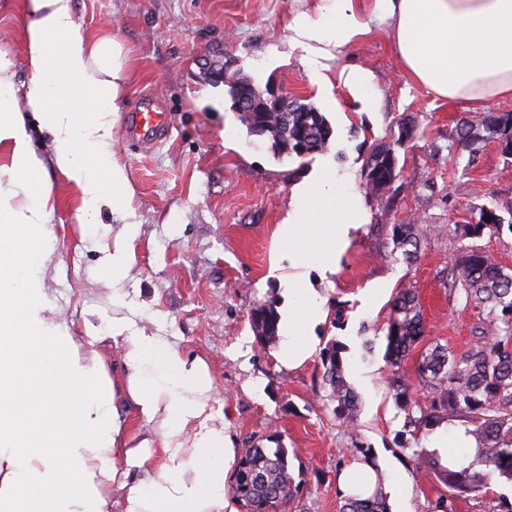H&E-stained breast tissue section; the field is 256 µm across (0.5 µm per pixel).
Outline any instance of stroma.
Here are the masks:
<instances>
[{"instance_id":"stroma-1","label":"stroma","mask_w":512,"mask_h":512,"mask_svg":"<svg viewBox=\"0 0 512 512\" xmlns=\"http://www.w3.org/2000/svg\"><path fill=\"white\" fill-rule=\"evenodd\" d=\"M21 5L0 0V51L23 82ZM312 7L313 0H74L90 33L112 29L131 51L124 112L149 95L168 114L166 137L147 150L124 139V120L112 129L115 155L135 192L138 225L124 292L127 302L144 304L147 332L207 363L213 409L235 450L259 444L295 451L293 471L302 475L303 489L283 512H339L336 473L348 469L345 450L356 440L374 450L391 512H426L444 487L423 479L395 444L403 416L389 386L384 326L397 289L408 283L418 293L428 336L459 354L469 348L480 321L476 309L448 294L456 244L447 227L471 221L483 206L512 217V157L494 143L474 153L455 144L464 105L434 98L403 74L386 23L372 14L373 0L357 3L368 33L317 78L289 45L293 17ZM224 63L258 89H283L324 114L335 130L329 151L280 159L267 142L249 136L228 87L215 79ZM346 67L376 75L370 108L340 83ZM405 120L404 138L399 125ZM378 143L391 145L398 162L399 177L384 201L362 177L369 148ZM323 169L351 185L360 206L359 226L335 274L308 279L326 299V317L311 331L317 347L333 339L349 347L346 375L359 396L353 430L332 413L319 356L288 368L277 348L257 343L250 324L258 302L286 305V283L271 272L277 226L298 184ZM44 178L53 189L49 223L57 237L48 296L58 321L82 336L87 327L103 329L112 321V305L98 289L99 260L124 221L107 211L99 225L76 224L80 191L54 169ZM395 224L429 226L416 263L405 264L396 251ZM380 282L386 294L361 313V296ZM339 313L345 322L338 327Z\"/></svg>"}]
</instances>
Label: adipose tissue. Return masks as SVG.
Masks as SVG:
<instances>
[{"instance_id":"adipose-tissue-1","label":"adipose tissue","mask_w":512,"mask_h":512,"mask_svg":"<svg viewBox=\"0 0 512 512\" xmlns=\"http://www.w3.org/2000/svg\"><path fill=\"white\" fill-rule=\"evenodd\" d=\"M390 22L406 74L436 97L481 111L512 98V0H373ZM28 74L15 88L0 53V512H228L224 470L235 450L213 411L206 363L139 328L123 286L134 261V224L100 259L112 291L109 336L126 369L116 389L99 351L58 322L45 288L55 237L47 224L52 163L83 199L78 223L98 224L104 209L133 214V190L112 151V128L126 96L123 44L112 32L87 34L73 0H23ZM292 28L296 45L336 51L367 30L355 0H317ZM50 137V157L32 145L28 122ZM298 201L277 230L273 270L290 269L279 353L303 364L309 329L325 318L324 299L306 282L335 273L359 220L357 198L331 171L298 186ZM152 435L128 445L118 394Z\"/></svg>"}]
</instances>
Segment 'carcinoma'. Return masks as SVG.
<instances>
[{
    "label": "carcinoma",
    "instance_id": "obj_1",
    "mask_svg": "<svg viewBox=\"0 0 512 512\" xmlns=\"http://www.w3.org/2000/svg\"><path fill=\"white\" fill-rule=\"evenodd\" d=\"M224 76L231 81L233 109L249 135H254L257 121H264V139L270 142L274 155L303 158L329 149L334 130L316 108L298 98L284 116L263 112L265 96L250 80L227 72ZM455 134L457 144L464 149L474 151L482 143L496 142L504 155L512 156V112H476L458 120ZM397 177L394 149L388 144L373 146L364 168L369 190L383 195ZM505 227L512 232V223L503 224L496 209L482 207L470 222L451 229L462 244L450 269L448 292L464 295L466 302L482 313L479 335L465 353L459 355L426 336L414 289H398L391 301L386 323V349L393 368L390 387L404 415L396 445L419 473L448 488V493L428 501L427 512H457L460 498L471 493L490 495L493 480L512 483V274L490 262L478 249L463 244L466 239L495 234ZM391 236L405 262L412 264L427 237V227L394 224ZM279 319L271 301L252 308L251 327L261 346L268 348L278 340ZM419 345L422 352L416 374L427 389L428 402L424 404L410 398L409 385L399 372V366ZM346 351L342 342H328L320 356L321 384L330 389L336 420L352 428L357 421L356 396L345 378L342 353ZM445 423L460 425L475 442V447L453 466L444 462L438 451L420 446L423 435ZM347 456L350 462L375 471L377 483L368 493L339 492L342 512H389L373 448L356 441L347 449ZM230 488L244 512H280L300 490L289 449L255 445L244 449L230 476Z\"/></svg>",
    "mask_w": 512,
    "mask_h": 512
}]
</instances>
